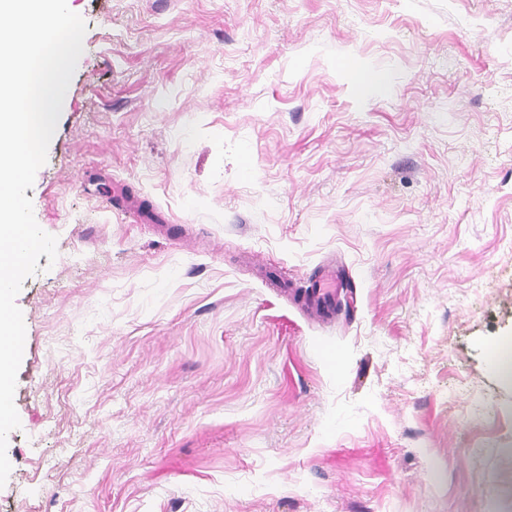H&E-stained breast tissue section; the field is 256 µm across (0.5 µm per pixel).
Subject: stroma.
<instances>
[{
	"mask_svg": "<svg viewBox=\"0 0 512 512\" xmlns=\"http://www.w3.org/2000/svg\"><path fill=\"white\" fill-rule=\"evenodd\" d=\"M71 8L0 512H512V0ZM342 286L343 283L336 271V266L323 265L316 284V294L311 298L302 297L298 301L302 302L309 311L328 315L331 311L330 301L337 293H340Z\"/></svg>",
	"mask_w": 512,
	"mask_h": 512,
	"instance_id": "obj_1",
	"label": "stroma"
}]
</instances>
